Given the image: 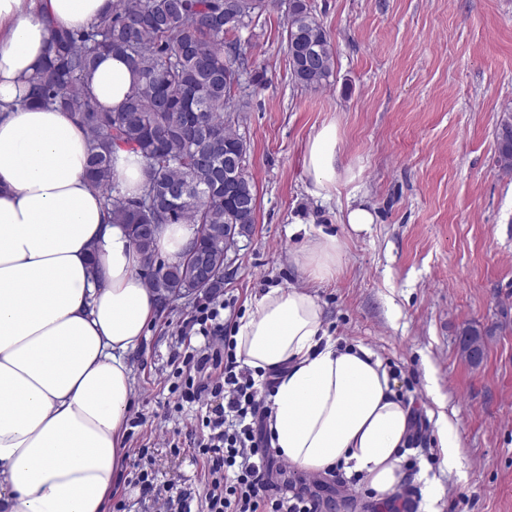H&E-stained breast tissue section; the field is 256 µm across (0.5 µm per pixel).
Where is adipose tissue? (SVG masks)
<instances>
[{
	"instance_id": "1",
	"label": "adipose tissue",
	"mask_w": 512,
	"mask_h": 512,
	"mask_svg": "<svg viewBox=\"0 0 512 512\" xmlns=\"http://www.w3.org/2000/svg\"><path fill=\"white\" fill-rule=\"evenodd\" d=\"M109 0H0V512H104L125 459L133 404L127 357L157 312L141 256L85 178L88 140L71 113L20 105V79L42 62L61 29L89 26ZM135 80L118 55L92 75L98 102L121 105ZM335 123L309 139L312 193L341 178ZM143 157L112 153V174L132 195ZM336 235L306 239L303 277L336 273ZM236 352L277 371L272 445L298 470L343 466L380 500L407 473L411 411L381 358L343 348L307 290L269 289L238 322Z\"/></svg>"
}]
</instances>
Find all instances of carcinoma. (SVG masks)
<instances>
[{
    "mask_svg": "<svg viewBox=\"0 0 512 512\" xmlns=\"http://www.w3.org/2000/svg\"><path fill=\"white\" fill-rule=\"evenodd\" d=\"M270 0H111L88 28L57 32L46 61L26 79L25 103L73 113L89 137L88 179L115 224L127 226L149 290L164 310L175 297L224 286V225L256 224L257 197L248 167L224 188V156H247L234 99L240 46L226 36L248 27ZM291 76L304 88L324 85L335 53L308 0H288ZM126 57L137 78L117 110L100 105L90 75L103 54ZM497 165L512 174V108L495 128ZM145 160L139 195L112 179V151ZM163 224L201 227L192 249L208 254L213 275L200 280L188 255L162 260L155 248Z\"/></svg>",
    "mask_w": 512,
    "mask_h": 512,
    "instance_id": "1",
    "label": "carcinoma"
}]
</instances>
